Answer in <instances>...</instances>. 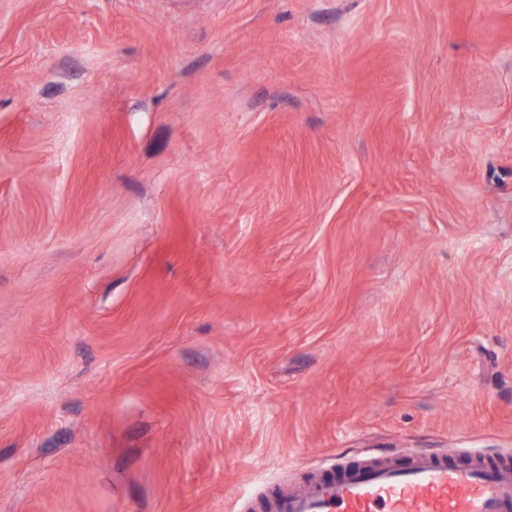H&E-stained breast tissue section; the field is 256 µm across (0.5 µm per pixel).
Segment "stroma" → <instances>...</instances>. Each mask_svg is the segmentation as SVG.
<instances>
[{"instance_id":"35a3bbf8","label":"stroma","mask_w":512,"mask_h":512,"mask_svg":"<svg viewBox=\"0 0 512 512\" xmlns=\"http://www.w3.org/2000/svg\"><path fill=\"white\" fill-rule=\"evenodd\" d=\"M512 451V0H0V512H257Z\"/></svg>"}]
</instances>
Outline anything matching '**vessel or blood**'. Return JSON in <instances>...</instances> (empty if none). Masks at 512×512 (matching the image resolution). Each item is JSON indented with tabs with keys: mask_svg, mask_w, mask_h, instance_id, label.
Wrapping results in <instances>:
<instances>
[{
	"mask_svg": "<svg viewBox=\"0 0 512 512\" xmlns=\"http://www.w3.org/2000/svg\"><path fill=\"white\" fill-rule=\"evenodd\" d=\"M261 512H512V458L455 448L337 458Z\"/></svg>",
	"mask_w": 512,
	"mask_h": 512,
	"instance_id": "1",
	"label": "vessel or blood"
}]
</instances>
